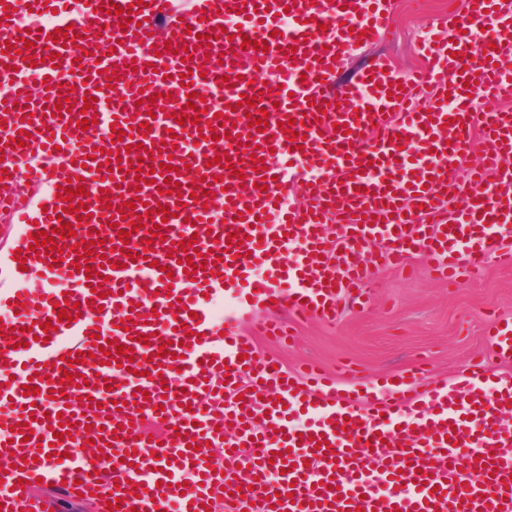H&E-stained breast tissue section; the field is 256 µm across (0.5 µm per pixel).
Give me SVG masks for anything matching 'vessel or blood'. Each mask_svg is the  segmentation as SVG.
Listing matches in <instances>:
<instances>
[{"label":"vessel or blood","instance_id":"vessel-or-blood-1","mask_svg":"<svg viewBox=\"0 0 512 512\" xmlns=\"http://www.w3.org/2000/svg\"><path fill=\"white\" fill-rule=\"evenodd\" d=\"M11 2L44 22L0 52V182L48 185L52 161L85 193L71 213L55 186L0 198L30 252L0 281V512H29L40 478L97 497L105 471L119 512H208L218 493L225 512H512L511 378L476 363L439 387L417 366L346 388L255 343L288 339L276 310L331 321L339 299L360 303L380 242L385 262L418 255L444 279L494 253L512 263V110L473 105L477 87L512 98V0H464L455 43L424 36L423 67L383 63L333 96L352 48L389 33L386 0H193L180 18L171 0H91L63 22L56 0ZM73 96L94 104L65 110ZM112 129L126 134L115 163L96 149ZM477 141L482 164L465 168ZM65 222L53 251L32 247ZM486 340L511 366L512 322ZM145 418L166 431L143 433Z\"/></svg>","mask_w":512,"mask_h":512}]
</instances>
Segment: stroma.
Masks as SVG:
<instances>
[{
    "label": "stroma",
    "instance_id": "stroma-1",
    "mask_svg": "<svg viewBox=\"0 0 512 512\" xmlns=\"http://www.w3.org/2000/svg\"><path fill=\"white\" fill-rule=\"evenodd\" d=\"M392 25L388 36L356 48L338 69L334 88L359 78L378 62L408 74L418 62L417 45L430 26L454 34L450 13L462 10L464 0H391ZM414 259L407 270L375 266L365 285V307L341 311L335 323H300L290 343L258 340L262 354L288 368L312 360L331 373L350 368L375 379L428 360L433 382L466 373L478 359L488 366L496 360L484 338L489 320L512 322V266L488 257L483 274L454 281L432 279Z\"/></svg>",
    "mask_w": 512,
    "mask_h": 512
}]
</instances>
